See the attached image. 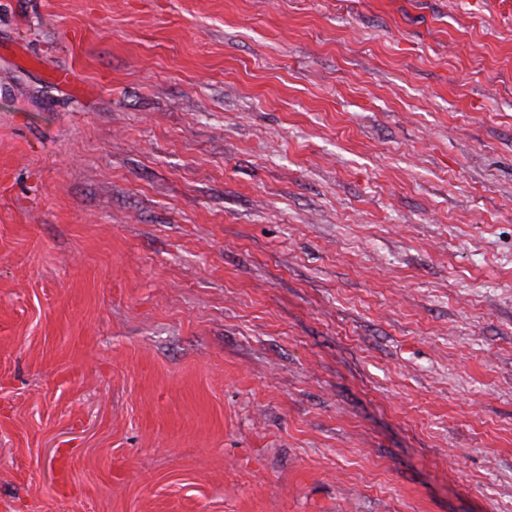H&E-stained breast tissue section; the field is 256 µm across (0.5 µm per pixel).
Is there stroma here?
<instances>
[{
	"instance_id": "obj_1",
	"label": "stroma",
	"mask_w": 512,
	"mask_h": 512,
	"mask_svg": "<svg viewBox=\"0 0 512 512\" xmlns=\"http://www.w3.org/2000/svg\"><path fill=\"white\" fill-rule=\"evenodd\" d=\"M0 512H512V0H0Z\"/></svg>"
}]
</instances>
